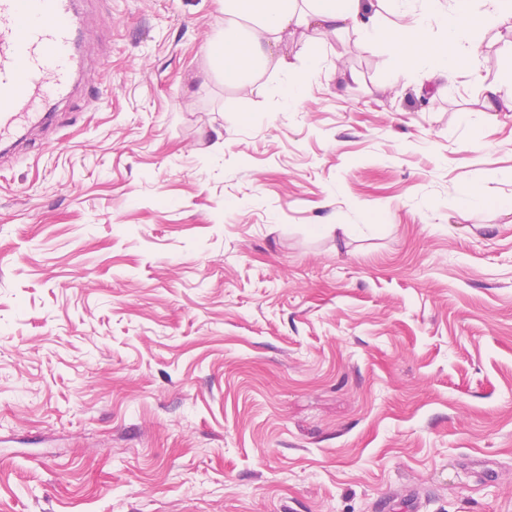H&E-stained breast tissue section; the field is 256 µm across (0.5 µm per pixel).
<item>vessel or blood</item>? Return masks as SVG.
Listing matches in <instances>:
<instances>
[{"label":"vessel or blood","mask_w":512,"mask_h":512,"mask_svg":"<svg viewBox=\"0 0 512 512\" xmlns=\"http://www.w3.org/2000/svg\"><path fill=\"white\" fill-rule=\"evenodd\" d=\"M80 72L75 0H0V146L51 119Z\"/></svg>","instance_id":"b4317fda"}]
</instances>
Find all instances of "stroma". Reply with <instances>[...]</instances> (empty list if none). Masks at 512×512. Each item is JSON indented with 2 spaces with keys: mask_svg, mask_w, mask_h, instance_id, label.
<instances>
[{
  "mask_svg": "<svg viewBox=\"0 0 512 512\" xmlns=\"http://www.w3.org/2000/svg\"><path fill=\"white\" fill-rule=\"evenodd\" d=\"M222 20L83 0L0 164V512H512V36L426 91L298 35L291 107L212 74Z\"/></svg>",
  "mask_w": 512,
  "mask_h": 512,
  "instance_id": "1",
  "label": "stroma"
}]
</instances>
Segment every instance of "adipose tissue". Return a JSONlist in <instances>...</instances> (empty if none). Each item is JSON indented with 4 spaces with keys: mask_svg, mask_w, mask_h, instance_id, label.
Instances as JSON below:
<instances>
[{
    "mask_svg": "<svg viewBox=\"0 0 512 512\" xmlns=\"http://www.w3.org/2000/svg\"><path fill=\"white\" fill-rule=\"evenodd\" d=\"M381 4L390 23L379 19ZM433 22L442 29L436 39L428 35ZM506 30L512 31V0H481L477 10L471 0H224V28L206 54L228 84L283 77L281 94L296 104L306 94V72L317 70L321 60L315 55L296 67L288 59L289 36L354 32L384 43L402 61L388 84L417 69L437 86L475 70L484 45Z\"/></svg>",
    "mask_w": 512,
    "mask_h": 512,
    "instance_id": "obj_1",
    "label": "adipose tissue"
}]
</instances>
